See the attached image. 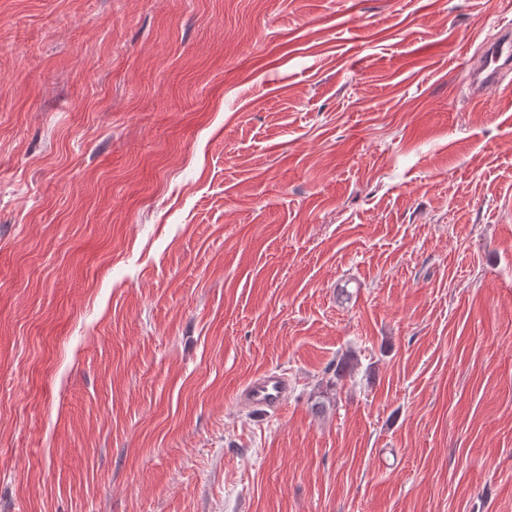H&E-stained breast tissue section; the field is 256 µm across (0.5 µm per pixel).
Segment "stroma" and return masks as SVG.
<instances>
[{
    "label": "stroma",
    "instance_id": "stroma-1",
    "mask_svg": "<svg viewBox=\"0 0 512 512\" xmlns=\"http://www.w3.org/2000/svg\"><path fill=\"white\" fill-rule=\"evenodd\" d=\"M504 21L0 0V512H512ZM512 69V27L511 23L501 25L494 39L486 42L480 62L472 68L469 76V95L480 99L492 92L510 89L503 86L504 74ZM288 397L285 378L277 372L266 371L250 381L242 392V401L252 411L281 409Z\"/></svg>",
    "mask_w": 512,
    "mask_h": 512
}]
</instances>
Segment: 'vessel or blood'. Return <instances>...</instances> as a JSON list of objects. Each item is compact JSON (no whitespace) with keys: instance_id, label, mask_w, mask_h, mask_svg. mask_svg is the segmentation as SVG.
<instances>
[{"instance_id":"1","label":"vessel or blood","mask_w":512,"mask_h":512,"mask_svg":"<svg viewBox=\"0 0 512 512\" xmlns=\"http://www.w3.org/2000/svg\"><path fill=\"white\" fill-rule=\"evenodd\" d=\"M512 71V26L502 25L495 38L486 42L480 62L469 76V95L479 99L503 87L505 73ZM288 397L284 377L268 371L250 381L242 392L244 404L253 411L281 409Z\"/></svg>"}]
</instances>
